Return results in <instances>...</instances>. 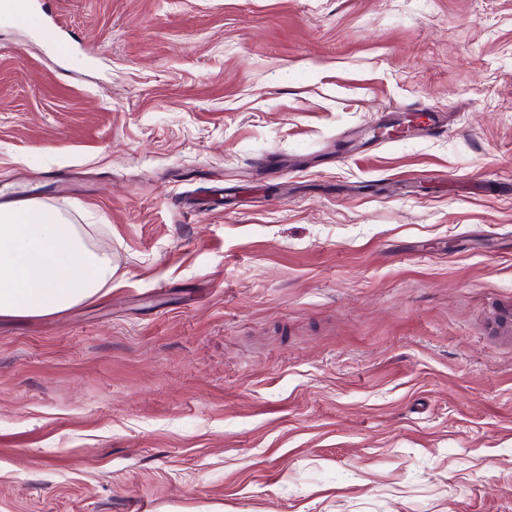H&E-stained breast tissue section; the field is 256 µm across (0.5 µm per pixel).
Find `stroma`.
Segmentation results:
<instances>
[{
    "instance_id": "obj_1",
    "label": "stroma",
    "mask_w": 512,
    "mask_h": 512,
    "mask_svg": "<svg viewBox=\"0 0 512 512\" xmlns=\"http://www.w3.org/2000/svg\"><path fill=\"white\" fill-rule=\"evenodd\" d=\"M41 19L0 15V202L114 273L0 322V512H512V0Z\"/></svg>"
}]
</instances>
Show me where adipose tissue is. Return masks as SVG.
<instances>
[{
	"instance_id": "adipose-tissue-1",
	"label": "adipose tissue",
	"mask_w": 512,
	"mask_h": 512,
	"mask_svg": "<svg viewBox=\"0 0 512 512\" xmlns=\"http://www.w3.org/2000/svg\"><path fill=\"white\" fill-rule=\"evenodd\" d=\"M111 281V259L60 211L34 201L0 204V319L60 314Z\"/></svg>"
}]
</instances>
